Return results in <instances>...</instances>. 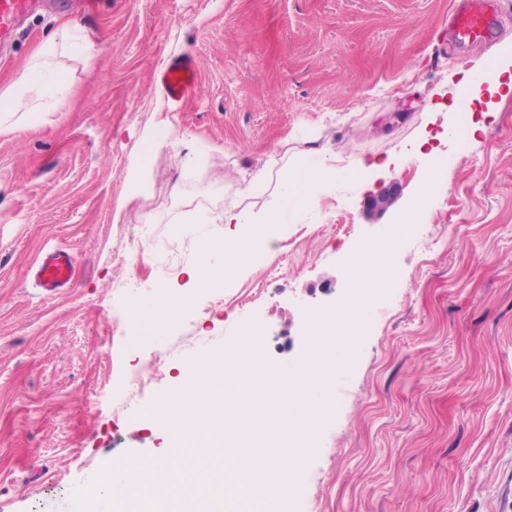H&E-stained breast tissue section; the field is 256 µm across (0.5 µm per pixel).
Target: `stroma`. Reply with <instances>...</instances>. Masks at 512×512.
Listing matches in <instances>:
<instances>
[{"label":"stroma","instance_id":"obj_1","mask_svg":"<svg viewBox=\"0 0 512 512\" xmlns=\"http://www.w3.org/2000/svg\"><path fill=\"white\" fill-rule=\"evenodd\" d=\"M42 0L9 56L0 92L71 24L94 46L59 47L67 93L0 133V512H77L101 468L166 454L149 408L179 385V368L223 356L246 326L263 360L283 370L311 353V319L351 286L353 252L393 243L394 276L361 320L337 369L336 411L305 443L289 512H504L512 480V92L438 113L430 146L442 176L416 222L398 232L427 158L386 164L419 132L429 106H451L472 62L481 84L512 81L488 65L512 48V0L484 50L448 46L450 0H99L87 16ZM191 61L198 92L180 104L158 80ZM159 147L140 188L142 142ZM325 163L335 181L291 209L272 246L242 275L192 287L187 267L216 218L236 204L253 219L288 188L240 195L283 154ZM383 161L372 183L346 178L355 158ZM397 189L382 213L366 202ZM210 221L195 223L199 213ZM404 224V223H403ZM76 257L74 285L44 293L46 251ZM185 301L154 332L129 310ZM158 378L126 377L146 358Z\"/></svg>","mask_w":512,"mask_h":512}]
</instances>
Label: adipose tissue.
<instances>
[{
	"label": "adipose tissue",
	"instance_id": "obj_1",
	"mask_svg": "<svg viewBox=\"0 0 512 512\" xmlns=\"http://www.w3.org/2000/svg\"><path fill=\"white\" fill-rule=\"evenodd\" d=\"M51 71L49 59L31 64L5 92L0 93V128H6L8 117L24 114L31 115L36 110L35 102L44 95V80ZM282 168L290 172V184L283 195L284 205L297 209L313 207L318 200L317 190L328 184L334 173L333 167L321 164L300 172L292 169L288 158H280ZM224 223V241L216 243L206 241L201 245L198 255L190 263L187 274L196 287L210 288L223 284L231 276L249 269L262 250L278 235L282 222L280 213L269 214L261 229L246 235L242 225L248 224L246 211L234 208L225 209L220 217ZM223 252V263H215V252Z\"/></svg>",
	"mask_w": 512,
	"mask_h": 512
}]
</instances>
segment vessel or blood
<instances>
[{
    "label": "vessel or blood",
    "mask_w": 512,
    "mask_h": 512,
    "mask_svg": "<svg viewBox=\"0 0 512 512\" xmlns=\"http://www.w3.org/2000/svg\"><path fill=\"white\" fill-rule=\"evenodd\" d=\"M36 0H0V48L9 46L17 36L21 20L31 15ZM500 25L493 0H454L448 23V40L459 50H468L494 40ZM168 100L183 101L199 87L198 73L187 60L172 61L160 73ZM76 257L65 250L47 253L40 261L36 276L46 291L69 287L74 278Z\"/></svg>",
    "instance_id": "1"
}]
</instances>
